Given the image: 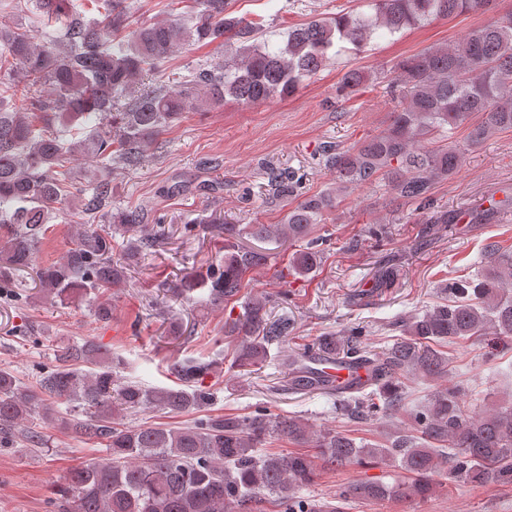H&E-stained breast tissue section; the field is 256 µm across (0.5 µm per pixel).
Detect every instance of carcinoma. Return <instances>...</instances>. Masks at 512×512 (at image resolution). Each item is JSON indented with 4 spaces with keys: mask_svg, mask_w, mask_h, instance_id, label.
I'll return each instance as SVG.
<instances>
[{
    "mask_svg": "<svg viewBox=\"0 0 512 512\" xmlns=\"http://www.w3.org/2000/svg\"><path fill=\"white\" fill-rule=\"evenodd\" d=\"M184 1L187 5L171 8L166 20L133 28L125 0H88L95 18L73 10L74 0H34L43 22L53 27L42 44L18 28L0 26V70L23 81L28 100L21 111L6 108L0 99V224L11 225V236L0 242V289L14 271L32 264L55 205L68 201L71 216L77 210L88 217L104 212L107 229L82 232L60 262L38 269L40 291L62 304L94 292L100 299L97 318L109 320L112 303L106 293L125 281L144 250L166 240L164 229L144 223L142 209H106L114 170L136 168L159 136L191 112L222 106L227 97L251 106L295 92L322 70L339 43L361 50L379 33L394 36L435 19L485 14L494 3L371 0L369 13L351 10L291 26L283 43L274 46L263 37V23L233 15L228 0H178ZM120 33L128 46L112 45ZM185 41L233 45L232 61L196 69L176 89L159 85L126 96L139 76L156 69ZM368 82L377 77L350 68L339 89L355 95ZM390 92L399 102L387 129L352 149L328 147L324 161L336 172L339 192L384 178L393 200L428 210L435 185L460 170L464 155L425 143L464 125L472 146L512 130V12L491 17L452 46L404 58ZM91 114L99 121L83 139L65 144L53 132L58 126L80 127ZM76 153L105 161L90 171L88 191L66 177V163ZM270 187L272 198L297 203L282 224L248 225V234L258 241L306 238L331 202L327 195L299 197L294 177L282 172L271 173ZM201 231L224 235V256L176 280L167 288L169 300L188 302L204 285L205 304L240 305L238 315L224 320V338L232 346L230 368H260L270 360L271 346L283 345L294 331V321L274 315L267 297L242 301L250 274L267 266L268 254L234 243L241 233L236 224H203ZM118 234L125 241L115 260L112 238ZM322 259V250L309 240L276 277L306 278ZM447 294V302L403 320V336L380 355H368V331L362 326L344 336L326 331L302 352L282 355L290 389L336 395L338 410L352 421L401 407L408 376L447 374L448 357L435 345L512 336V251L487 246L480 273L448 283ZM312 351L329 363L365 359L373 364L374 378L338 394L327 382L310 380L305 358ZM55 360L29 387L0 369V431L26 425L40 411L44 430L28 431L33 443L55 428L106 443L107 458L82 462L66 474L57 490L62 512H265V503L273 512H344L352 501L428 499L450 476L479 485L512 482V402L474 413L458 390L439 388L410 413V433L388 448L358 442L346 430L316 431L296 416L274 414L265 406L185 426H121L114 421L120 407L171 414L206 407L211 393L204 380L220 373L221 364L177 359L170 370L178 387L155 390L120 380L109 350L93 340L56 346ZM80 363L90 369L78 368ZM53 401L74 405L84 419L61 415ZM283 437L315 452L264 450L270 440ZM354 463H391L407 477L347 483L318 503L301 496L320 472Z\"/></svg>",
    "mask_w": 512,
    "mask_h": 512,
    "instance_id": "carcinoma-1",
    "label": "carcinoma"
}]
</instances>
